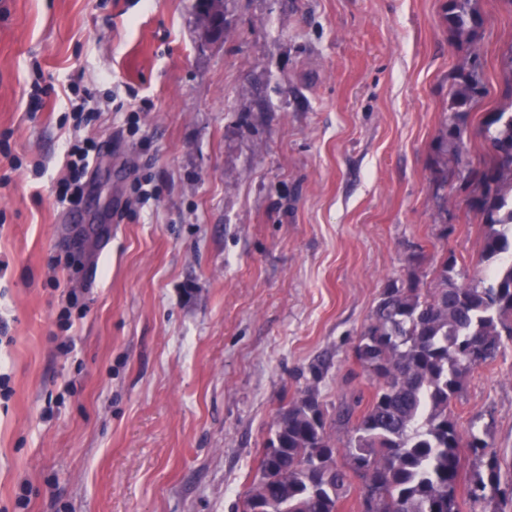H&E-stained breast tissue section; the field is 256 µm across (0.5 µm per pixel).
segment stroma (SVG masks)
<instances>
[{"instance_id": "obj_1", "label": "stroma", "mask_w": 512, "mask_h": 512, "mask_svg": "<svg viewBox=\"0 0 512 512\" xmlns=\"http://www.w3.org/2000/svg\"><path fill=\"white\" fill-rule=\"evenodd\" d=\"M194 4L0 0V512H238L311 366L331 414L376 387L384 288L483 268L435 138L472 51L471 123L512 108L506 0L473 47L446 0H223L210 43ZM70 140L99 147L74 209ZM450 409L512 489V346Z\"/></svg>"}]
</instances>
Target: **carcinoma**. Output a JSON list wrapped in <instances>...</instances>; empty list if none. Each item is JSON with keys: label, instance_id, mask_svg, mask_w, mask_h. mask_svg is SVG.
I'll use <instances>...</instances> for the list:
<instances>
[{"label": "carcinoma", "instance_id": "obj_1", "mask_svg": "<svg viewBox=\"0 0 512 512\" xmlns=\"http://www.w3.org/2000/svg\"><path fill=\"white\" fill-rule=\"evenodd\" d=\"M443 20L459 38L474 41L483 19L474 0H447ZM481 59L460 68L448 91V113L436 138L443 174L464 170L478 191L470 210L485 228L481 260L512 254V112L484 113L475 131L470 114L485 98ZM486 145L471 167L465 139ZM454 256L432 270L433 287L389 286L380 296L354 356L379 385L361 412L347 406L338 421L350 437L338 449L320 400V368L313 383L279 411L262 448L241 512H338L350 488L348 472L363 479V512H463L501 494L500 462L488 443L471 434L466 447L487 457L459 500L462 437L449 410L467 378L512 343V262L491 276L458 282ZM343 452L348 468L337 465Z\"/></svg>", "mask_w": 512, "mask_h": 512}]
</instances>
